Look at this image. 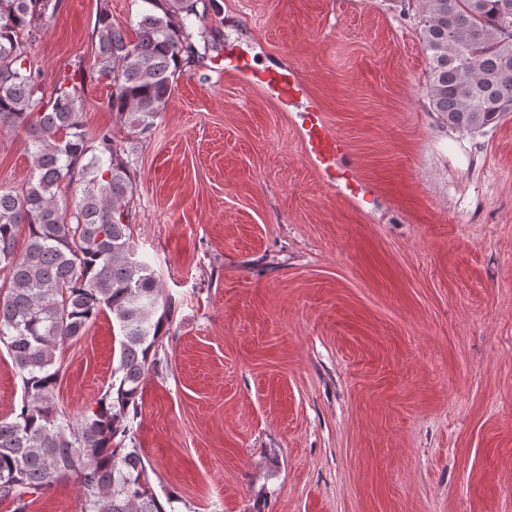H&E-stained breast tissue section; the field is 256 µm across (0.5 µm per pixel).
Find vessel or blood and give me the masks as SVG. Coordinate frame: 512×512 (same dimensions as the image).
<instances>
[{"label": "vessel or blood", "mask_w": 512, "mask_h": 512, "mask_svg": "<svg viewBox=\"0 0 512 512\" xmlns=\"http://www.w3.org/2000/svg\"><path fill=\"white\" fill-rule=\"evenodd\" d=\"M253 83L275 95L283 107H290L305 98L303 80L295 69L275 72L265 77L253 76ZM303 143L308 157L328 183L345 180L351 193H358L361 183L353 165L347 164L348 144L325 122L322 112L308 105L302 116Z\"/></svg>", "instance_id": "vessel-or-blood-1"}]
</instances>
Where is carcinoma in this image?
I'll return each mask as SVG.
<instances>
[{
    "mask_svg": "<svg viewBox=\"0 0 512 512\" xmlns=\"http://www.w3.org/2000/svg\"><path fill=\"white\" fill-rule=\"evenodd\" d=\"M143 2L132 39L101 0L91 64L48 93L30 45L60 0H0V129H24L31 157L25 188H0V343L23 387L19 410L0 420V501L14 512L70 479L80 486L78 512H175L176 497L156 492L133 431L143 382L160 368L172 301L133 246L135 149L109 130L88 135L84 77L108 83L104 105L146 134L178 74L218 44L192 30L199 0ZM422 4L433 111L470 132L511 114L512 0ZM21 224L28 242L19 252ZM104 312L119 330L117 377L75 420L54 400L57 352Z\"/></svg>",
    "mask_w": 512,
    "mask_h": 512,
    "instance_id": "carcinoma-1",
    "label": "carcinoma"
}]
</instances>
